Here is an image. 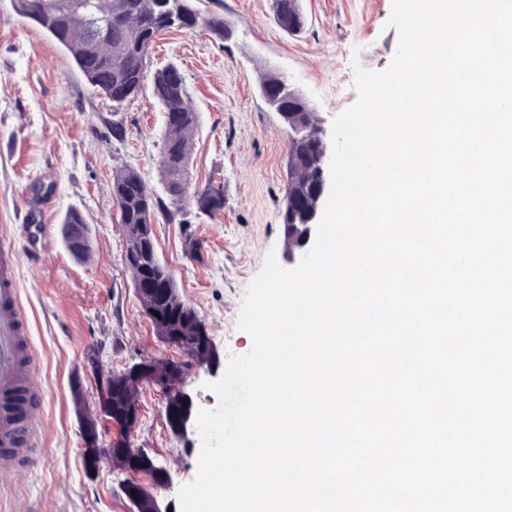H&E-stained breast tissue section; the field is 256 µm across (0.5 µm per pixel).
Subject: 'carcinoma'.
I'll return each instance as SVG.
<instances>
[{
  "label": "carcinoma",
  "mask_w": 512,
  "mask_h": 512,
  "mask_svg": "<svg viewBox=\"0 0 512 512\" xmlns=\"http://www.w3.org/2000/svg\"><path fill=\"white\" fill-rule=\"evenodd\" d=\"M16 12L32 21L71 56L78 70L97 91L112 100L115 107L133 98L147 77V60L157 36L168 29L199 26L200 17L190 0H88L93 14L105 24L115 21L108 33L98 37L84 22L71 15L68 0H13ZM277 25L289 31L288 17L298 19L299 31L303 15L299 0H274ZM206 28L222 40L230 30L224 17L213 15ZM153 93L165 114L163 148L158 168L165 191L172 203L194 204L200 213L213 215L224 210V183L210 181L200 191L189 193L186 174L191 145L198 125V113L191 105L184 78L179 68L168 64L153 74ZM259 91L268 108L288 125V96L296 93L288 80L269 74L260 78ZM112 192L119 205L120 223L124 225L127 243L139 241L153 252V241L146 235L136 237L138 224H154L159 200L142 177L132 169L113 174ZM167 266L160 260L130 268L133 284L147 292L150 304L166 313L169 325L165 334L176 335L184 323L199 319L194 308L180 301L177 289L160 291L167 280Z\"/></svg>",
  "instance_id": "carcinoma-1"
}]
</instances>
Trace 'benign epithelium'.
Instances as JSON below:
<instances>
[{"label":"benign epithelium","mask_w":512,"mask_h":512,"mask_svg":"<svg viewBox=\"0 0 512 512\" xmlns=\"http://www.w3.org/2000/svg\"><path fill=\"white\" fill-rule=\"evenodd\" d=\"M70 10L83 18L87 27L102 33L106 26L99 24L87 8L85 0H72ZM288 134L299 141L312 135L316 151L307 157L302 151L292 153L293 172L311 174L313 196L297 205L288 206V224L285 233L288 241V261L294 263L302 259L308 247L316 238L322 201L330 190V158L327 144V131L320 124L316 113L303 106L288 116ZM163 342L170 348L180 351L184 358L172 360L166 356H152L147 359L149 374H138L134 368L114 371L101 366L94 350L86 352L78 371L92 377L96 385L97 403L106 405L113 397L121 398L124 411L119 415L100 417L98 423L100 447L94 449L96 462L109 461L113 467L127 474L124 484L129 494L143 488L141 476L144 471L135 464L139 458L147 456L142 448L132 447L131 433L136 428L141 405L138 399L140 388L151 384L163 396L164 412L171 416L172 430L186 435L193 423V404L185 390L188 377L196 370L211 371L218 362L217 352L211 339L201 340L194 336L185 340L183 336H164ZM179 395L180 404L172 408L168 398L170 393Z\"/></svg>","instance_id":"benign-epithelium-1"}]
</instances>
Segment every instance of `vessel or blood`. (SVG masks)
<instances>
[{
	"mask_svg": "<svg viewBox=\"0 0 512 512\" xmlns=\"http://www.w3.org/2000/svg\"><path fill=\"white\" fill-rule=\"evenodd\" d=\"M16 269L14 251L0 244V476L18 475L33 463L43 398Z\"/></svg>",
	"mask_w": 512,
	"mask_h": 512,
	"instance_id": "obj_1",
	"label": "vessel or blood"
}]
</instances>
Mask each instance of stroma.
<instances>
[{"mask_svg": "<svg viewBox=\"0 0 512 512\" xmlns=\"http://www.w3.org/2000/svg\"><path fill=\"white\" fill-rule=\"evenodd\" d=\"M201 18L221 14L233 33L224 41L205 27L169 30L155 40L148 72L176 65L198 113L187 181L224 184V209L209 216L184 206L160 210L153 225L157 251L181 298L205 322L219 367L197 371L186 390L195 408H214L205 384L219 379L230 356L252 347L238 329L244 293L268 252L288 263L282 226L288 133L259 95L266 73L287 77L315 108L324 127L358 99L354 65L387 70L399 47L387 27L392 0H300L304 27L290 34L274 17L273 0H192ZM124 128L112 135L113 123ZM164 114L151 82L121 111L96 92L70 55L12 0H0V226L18 256L21 301L32 327L37 380L44 391L37 455L18 477L0 479V512H130L124 476L109 464L84 468L80 421L70 381L84 353L96 349L104 367L122 370L167 354L144 317L130 270L122 261L126 235L112 194L117 169H135L157 196L164 187L156 160ZM79 209L91 253L66 249L62 219ZM202 245L203 261L188 254L187 238ZM132 441L167 473L157 495L181 512L180 487L197 474L201 439L172 432L157 389L143 386Z\"/></svg>", "mask_w": 512, "mask_h": 512, "instance_id": "1", "label": "stroma"}]
</instances>
